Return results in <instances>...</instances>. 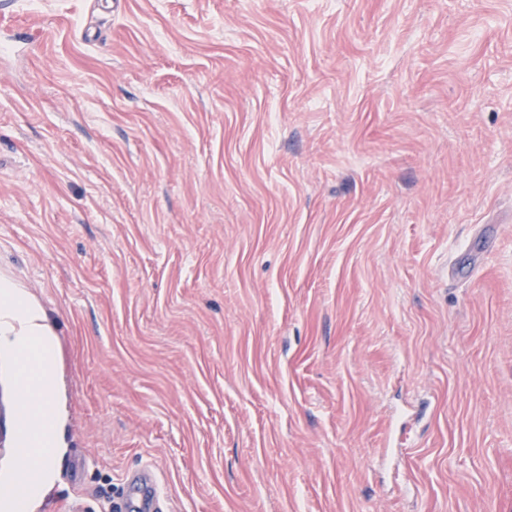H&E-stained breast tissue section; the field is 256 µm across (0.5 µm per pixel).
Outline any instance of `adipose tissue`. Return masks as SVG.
<instances>
[{"label": "adipose tissue", "mask_w": 512, "mask_h": 512, "mask_svg": "<svg viewBox=\"0 0 512 512\" xmlns=\"http://www.w3.org/2000/svg\"><path fill=\"white\" fill-rule=\"evenodd\" d=\"M12 354L17 369L19 403L25 423L20 437L26 446L22 466L49 487L59 453L58 380L50 369L55 354L53 329L44 309L28 293L0 279V346Z\"/></svg>", "instance_id": "1"}]
</instances>
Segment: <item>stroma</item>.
Listing matches in <instances>:
<instances>
[{"mask_svg": "<svg viewBox=\"0 0 512 512\" xmlns=\"http://www.w3.org/2000/svg\"><path fill=\"white\" fill-rule=\"evenodd\" d=\"M0 278L36 512H512V0H5ZM54 336L44 309L23 288L0 279V347L4 345L13 356L21 413L26 420L20 428L26 445L21 466L41 474L39 493L50 486L60 450L58 380L50 369Z\"/></svg>", "mask_w": 512, "mask_h": 512, "instance_id": "1", "label": "stroma"}]
</instances>
